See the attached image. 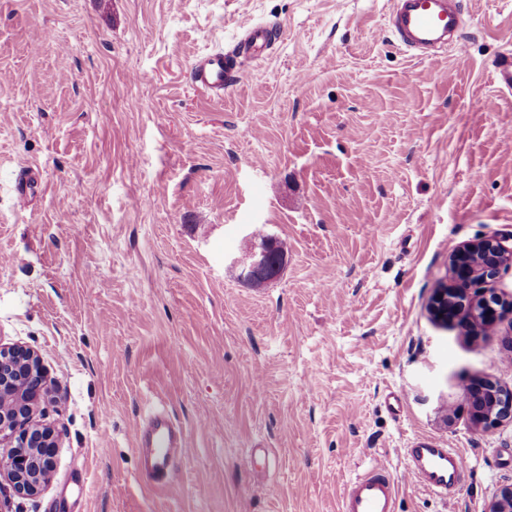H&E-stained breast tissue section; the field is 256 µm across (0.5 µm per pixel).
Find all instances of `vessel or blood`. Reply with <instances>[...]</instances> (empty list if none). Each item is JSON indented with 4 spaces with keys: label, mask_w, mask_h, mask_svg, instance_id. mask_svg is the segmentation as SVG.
Returning <instances> with one entry per match:
<instances>
[{
    "label": "vessel or blood",
    "mask_w": 512,
    "mask_h": 512,
    "mask_svg": "<svg viewBox=\"0 0 512 512\" xmlns=\"http://www.w3.org/2000/svg\"><path fill=\"white\" fill-rule=\"evenodd\" d=\"M244 36L233 51L213 49L197 56L190 79L209 93H223L236 74L238 58H248L267 49L273 33L266 26L245 21ZM461 13L457 0H394L389 30L407 51L429 56L460 44ZM131 440L139 458L140 473L149 483L165 484L171 477L186 442L183 430L159 410L135 422ZM409 474L428 489L445 494L461 485L465 459L450 448L421 443L407 449ZM397 484L381 464L365 468L346 487L340 512H394Z\"/></svg>",
    "instance_id": "b4317fda"
}]
</instances>
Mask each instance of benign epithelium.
<instances>
[{"label":"benign epithelium","mask_w":512,"mask_h":512,"mask_svg":"<svg viewBox=\"0 0 512 512\" xmlns=\"http://www.w3.org/2000/svg\"><path fill=\"white\" fill-rule=\"evenodd\" d=\"M284 254L264 244L256 245L246 256L232 264L242 271L249 284L276 279L283 270ZM512 264V245L496 237L481 239L461 247L455 255L454 274L458 286L441 288L432 302V310L443 319L461 317L464 325H487L512 315V301L490 296L484 286L497 278L500 270ZM12 391L15 403L0 409V439H8L6 463L0 465V492L9 486L12 495L36 494L54 469V433L42 426L21 422L32 414L43 392V374L35 353L23 347L0 346V393ZM476 425L490 430L504 421H512V390L488 380L479 393L468 397Z\"/></svg>","instance_id":"benign-epithelium-1"}]
</instances>
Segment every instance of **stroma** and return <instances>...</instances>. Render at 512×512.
<instances>
[{
  "label": "stroma",
  "mask_w": 512,
  "mask_h": 512,
  "mask_svg": "<svg viewBox=\"0 0 512 512\" xmlns=\"http://www.w3.org/2000/svg\"><path fill=\"white\" fill-rule=\"evenodd\" d=\"M462 50L416 58L390 0H0V344L40 357L55 467L13 512H339L375 461L395 512H487L512 485V320L428 311L465 243L512 238V0H459ZM274 32L213 100L200 52ZM41 183L27 209L13 186ZM263 285L231 264L263 237ZM155 409L186 449L163 488L129 433ZM456 449L449 497L405 451ZM477 395L468 396L470 411L476 425L483 430H490L500 425L503 421H512V390L503 389L495 381L487 380L484 385L476 387ZM500 390V400L494 398L486 403L484 398L487 389ZM507 394V396H506Z\"/></svg>",
  "instance_id": "35a3bbf8"
}]
</instances>
